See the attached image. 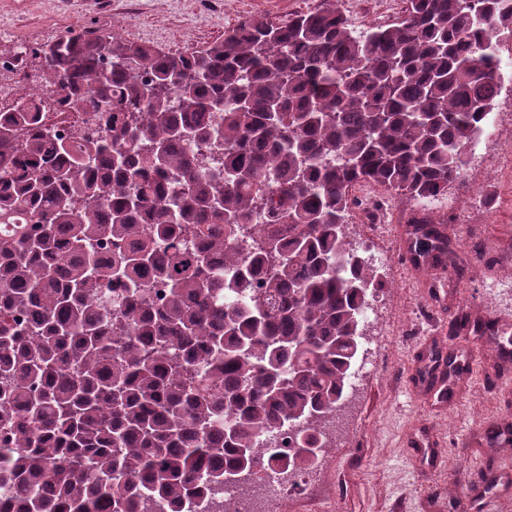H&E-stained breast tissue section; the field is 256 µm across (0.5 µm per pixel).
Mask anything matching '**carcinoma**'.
I'll return each instance as SVG.
<instances>
[{"label":"carcinoma","mask_w":512,"mask_h":512,"mask_svg":"<svg viewBox=\"0 0 512 512\" xmlns=\"http://www.w3.org/2000/svg\"><path fill=\"white\" fill-rule=\"evenodd\" d=\"M331 4L171 53L69 30L40 78L106 132L0 112V496L15 512H152L236 478L283 428L344 408L378 274L350 187L412 204V259L448 268L427 204L462 180L498 97L512 0ZM335 1L336 6L341 8L348 16L350 23L356 27L357 29H364L372 26H376L380 23L377 20V17L381 12H385L390 9V6L385 0H367L360 1V5L355 7H347L343 2H347L348 0H331ZM365 2V4H361Z\"/></svg>","instance_id":"cac0c4a2"}]
</instances>
